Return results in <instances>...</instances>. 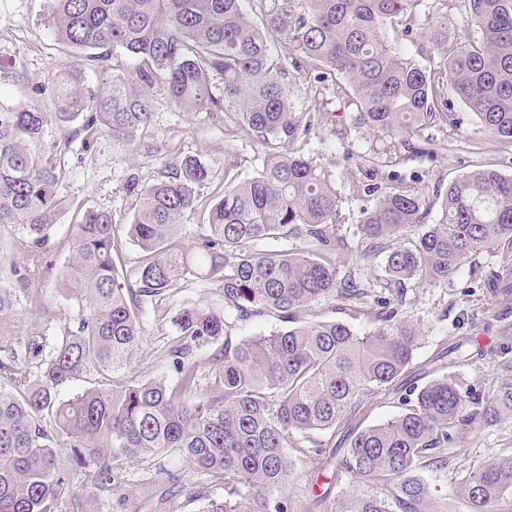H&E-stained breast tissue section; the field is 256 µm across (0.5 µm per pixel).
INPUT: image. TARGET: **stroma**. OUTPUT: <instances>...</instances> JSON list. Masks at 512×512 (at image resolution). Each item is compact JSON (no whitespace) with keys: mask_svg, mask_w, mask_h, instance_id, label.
<instances>
[{"mask_svg":"<svg viewBox=\"0 0 512 512\" xmlns=\"http://www.w3.org/2000/svg\"><path fill=\"white\" fill-rule=\"evenodd\" d=\"M15 54L24 62L28 81L19 84L9 74L0 73V103L10 106L30 102L32 86L50 82L67 62L42 15L41 0H0V57ZM288 81L297 120H304L306 113L315 111L324 116L314 139L297 140L290 149L314 157L333 176L341 199L338 232L346 243L340 252V270L354 274L358 285L369 295L383 294L379 278L384 254L362 259L356 243L361 211L372 203L359 187L362 176L358 154L367 148L383 150L384 144L376 135L355 130L342 100L333 90H320L310 80L307 68L290 72ZM152 94V122L143 131L141 144L122 146L103 133L90 149H82L76 141L62 153L65 174L57 191L68 208L51 233L53 274L43 287L18 294L14 315L0 322V336H25L46 323L59 330L76 316L78 302L71 292L65 291L64 284L71 277L69 226L76 223L79 212L88 208L111 212L115 234L121 242V261L129 269L137 266L142 252L128 234L135 201L125 190L126 181L135 172L143 181L151 182L161 171L160 161L144 150V143L162 147L174 157H197L217 174L214 183L201 190L195 213L183 220L182 236L188 242L194 241L199 224L205 223L212 199L224 184V173L243 178L260 165L263 147L249 131L228 130L223 113L184 112L169 102L163 89L154 88ZM449 103L457 124L435 131L442 150L431 157L405 158L395 167L397 174L416 181L425 199L423 221L427 224L440 219L442 198L451 180L481 167L512 176V148L496 144L483 133L476 117L460 99L450 98ZM467 279L468 273L463 270L448 282L434 286L407 283L405 310L420 331L412 373L423 372L438 352L459 341L463 344L464 360L452 365L451 370L462 384L468 386L493 378L500 347L512 345V304L496 306L490 300L466 296ZM195 304L220 308L224 300L218 288L195 282L175 290L171 297L156 301L148 309L143 341L130 370L133 378L173 377L169 343L175 334L174 319L181 309ZM506 448H512L510 418L494 426L476 427L446 474L426 472L435 497L447 502L448 512H467L458 492L462 478ZM171 472L183 473L192 481L197 478L182 457L166 452L148 455L131 466L124 488L128 512H198V504L181 498L160 500L157 491Z\"/></svg>","mask_w":512,"mask_h":512,"instance_id":"1","label":"stroma"}]
</instances>
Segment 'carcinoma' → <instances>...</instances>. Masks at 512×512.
Returning a JSON list of instances; mask_svg holds the SVG:
<instances>
[{
  "label": "carcinoma",
  "mask_w": 512,
  "mask_h": 512,
  "mask_svg": "<svg viewBox=\"0 0 512 512\" xmlns=\"http://www.w3.org/2000/svg\"><path fill=\"white\" fill-rule=\"evenodd\" d=\"M66 67L50 82L54 111L37 104L0 105V224L21 231L16 248L28 268L23 289L40 287L51 269L50 233L64 209L56 191L61 164L41 149L44 127L60 126L64 145L82 119L83 145L103 132L128 146L151 122L150 90L160 85L184 111L223 110L266 149L255 173L224 174L219 199L199 226L193 248L180 245L182 218L215 173L194 156L162 160L161 178L129 176L136 208L130 236L144 257L124 276L112 213L84 211L71 225L72 278L85 301L73 324L49 336H0V512H97L95 503L125 485L127 468L148 454L182 456L204 483L171 473L168 493L200 512H448L420 471H444L473 425L512 418V352L501 350L491 389L462 387L445 372L447 350L431 379L407 377L417 349L415 324L396 297L367 302L350 278L338 279L340 198L331 175L312 157L279 146L321 125L296 120L288 67L305 64L331 82L354 124L400 139L413 156L437 153L435 127L456 125L448 94L481 128L512 146V0H464L478 37L448 41V14L436 17L431 52L419 66L398 48L414 42L427 0H264L256 25L251 0H42ZM133 61L127 70L122 57ZM114 60L103 88L85 86V69ZM0 71L27 81L23 62L0 58ZM399 148V149H401ZM398 148L360 155L364 259L384 240L421 223L423 201L410 181L381 169ZM298 238L302 246L274 243ZM512 253V177L475 170L448 184L441 218L411 247L387 252L381 280L436 285L469 266L466 295L490 288L512 301V266L487 274L470 259ZM218 288L224 307L183 308L169 355L176 377L130 379L142 340L143 304L194 281ZM340 301L371 328L302 320L322 302ZM273 316L282 327L233 339L229 318ZM208 358L209 393L201 394L196 357ZM89 384L64 394L75 381ZM393 396L401 412L359 431L360 406ZM349 441L338 456L336 437ZM331 472L319 494L295 496L299 472ZM219 485L213 499L207 486ZM468 512H512V452L472 469L460 483Z\"/></svg>",
  "instance_id": "obj_1"
}]
</instances>
